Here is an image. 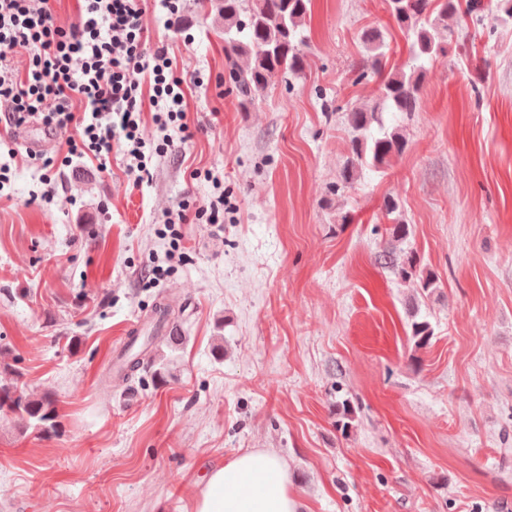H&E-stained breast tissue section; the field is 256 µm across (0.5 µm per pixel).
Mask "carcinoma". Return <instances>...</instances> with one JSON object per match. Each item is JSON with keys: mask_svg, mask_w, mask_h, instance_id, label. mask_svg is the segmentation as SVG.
<instances>
[{"mask_svg": "<svg viewBox=\"0 0 512 512\" xmlns=\"http://www.w3.org/2000/svg\"><path fill=\"white\" fill-rule=\"evenodd\" d=\"M390 14L407 39L408 58L399 69H386L390 45L386 32L378 27L363 30L361 40L371 54L372 70L378 78L381 107L351 108L347 113L351 128L349 156L340 182L332 188L337 194L353 185L365 168L382 169L401 157L408 141L397 126H387L379 115L381 109L409 114L419 107L426 76L424 63L448 55L455 37L448 19L461 22L483 21L482 0H388ZM201 12H216L224 21L221 29L224 55L243 62L230 70L234 93L246 109L266 96L278 80L302 73L307 67L304 28L311 12V0H197ZM384 263L405 283H412L429 296L437 288L435 276L421 266L412 250H387ZM158 318L150 325V335L143 346L161 340L171 349L185 342L182 332L163 331L170 315L167 306L156 308ZM411 337L417 348L430 344L434 336L431 323L414 312ZM143 365L138 356H128L118 365L117 373L128 380ZM8 409L25 431L43 434L54 431L55 400L49 396L33 399L10 386H0V410Z\"/></svg>", "mask_w": 512, "mask_h": 512, "instance_id": "obj_1", "label": "carcinoma"}]
</instances>
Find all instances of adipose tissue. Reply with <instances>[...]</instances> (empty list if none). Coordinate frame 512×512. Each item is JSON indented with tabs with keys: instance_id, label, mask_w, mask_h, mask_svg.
<instances>
[{
	"instance_id": "ef3b65f1",
	"label": "adipose tissue",
	"mask_w": 512,
	"mask_h": 512,
	"mask_svg": "<svg viewBox=\"0 0 512 512\" xmlns=\"http://www.w3.org/2000/svg\"><path fill=\"white\" fill-rule=\"evenodd\" d=\"M193 512H298L288 467L272 451L255 449L210 468Z\"/></svg>"
}]
</instances>
